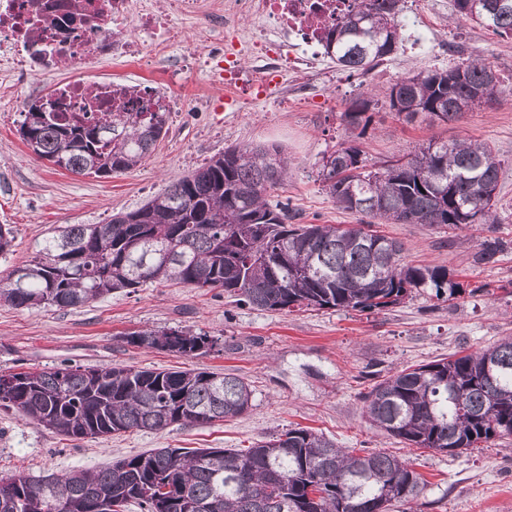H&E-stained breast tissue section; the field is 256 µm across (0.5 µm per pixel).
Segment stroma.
Masks as SVG:
<instances>
[{
	"label": "stroma",
	"mask_w": 512,
	"mask_h": 512,
	"mask_svg": "<svg viewBox=\"0 0 512 512\" xmlns=\"http://www.w3.org/2000/svg\"><path fill=\"white\" fill-rule=\"evenodd\" d=\"M408 0L398 23L403 42L367 73L327 63L325 73H287L273 96L255 98L202 73L184 72L168 93L166 135L140 167L109 177L69 173L34 156L19 129L29 95L0 112V224L15 239L0 255V274L34 256L43 239L67 224H98L142 207L170 179L207 164L224 149L246 143L275 145L288 154L291 172L271 198L289 204L302 224H355L339 210L319 177L324 155L347 138L342 114L359 93H383L401 77L448 69L471 57L485 59L501 87L494 105L457 122H405L379 103L359 144L368 164L415 154L431 142L486 141L502 159L498 223L461 229L445 225L382 224L380 233L404 246L406 260L445 266L465 288L448 301L416 292L380 313L320 309L261 311L222 290L146 284L77 309L0 306V371L51 368L63 363L138 369H199L233 373L252 386L251 408L215 425H172L161 432H127L72 441L0 410V472L102 467L153 448H245L288 427L326 434L344 448L384 451L410 459L428 486L405 512H512V450L496 442L459 456L408 448L381 435L363 413L361 395L377 380L404 368L474 352L512 336V36L451 20L453 0ZM425 49H415V41ZM184 49L166 54L146 48L137 64L75 69L60 64L39 84L47 94L59 79L90 82L111 77L141 82L149 72L177 66ZM507 243L498 263L477 264L483 237ZM188 329L218 337L211 352L185 359L126 343L139 329Z\"/></svg>",
	"instance_id": "35a3bbf8"
}]
</instances>
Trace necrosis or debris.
I'll return each mask as SVG.
<instances>
[{
    "mask_svg": "<svg viewBox=\"0 0 512 512\" xmlns=\"http://www.w3.org/2000/svg\"><path fill=\"white\" fill-rule=\"evenodd\" d=\"M352 0H225L223 24L207 32L223 33L224 46L206 58V73L227 86L250 85L256 96L277 88L288 71L309 68L307 47L320 44L325 30L349 9ZM194 17L195 0H0V88L17 89L44 75L49 63L132 64L142 53L141 35L155 46H167L171 14ZM248 16L269 21L266 29L249 31L239 22ZM300 37L304 52L287 51ZM117 84L105 81L95 90L63 80L49 96L62 112L121 110Z\"/></svg>",
    "mask_w": 512,
    "mask_h": 512,
    "instance_id": "necrosis-or-debris-1",
    "label": "necrosis or debris"
}]
</instances>
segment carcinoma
I'll use <instances>...</instances> for the list:
<instances>
[{
  "instance_id": "obj_1",
  "label": "carcinoma",
  "mask_w": 512,
  "mask_h": 512,
  "mask_svg": "<svg viewBox=\"0 0 512 512\" xmlns=\"http://www.w3.org/2000/svg\"><path fill=\"white\" fill-rule=\"evenodd\" d=\"M454 0L456 16L512 35V0ZM404 0H359L322 39L336 65L366 73L402 41ZM499 77L475 58L446 70L405 76L387 93L408 123L460 120L490 105ZM372 93L352 99L343 120L349 140L323 157V190L360 223L297 224L287 205L269 199L288 176L283 151L251 145L224 150L174 179L135 211L104 224H68L35 256L0 277V304L15 308L82 307L151 281L222 289L259 310L343 309L381 312L413 291L453 300L465 292L445 266L402 263L403 244L375 224L459 228L497 223L501 160L486 142L431 143L406 159L369 168L356 145L373 121ZM166 113L113 112L106 122L27 104L20 135L32 152L78 175L109 177L149 157L166 134ZM504 244L481 240L476 262L494 265ZM131 345L186 359L216 344L177 329L125 333ZM371 425L409 448L459 455L512 437V337L493 346L407 367L363 395ZM252 407L245 378L207 370L136 369L64 363L0 371V408L73 440L173 424L211 425ZM409 461L356 453L307 428H289L248 448H154L104 467L38 477L0 475V512H103L132 505L147 512H390L423 493Z\"/></svg>"
}]
</instances>
